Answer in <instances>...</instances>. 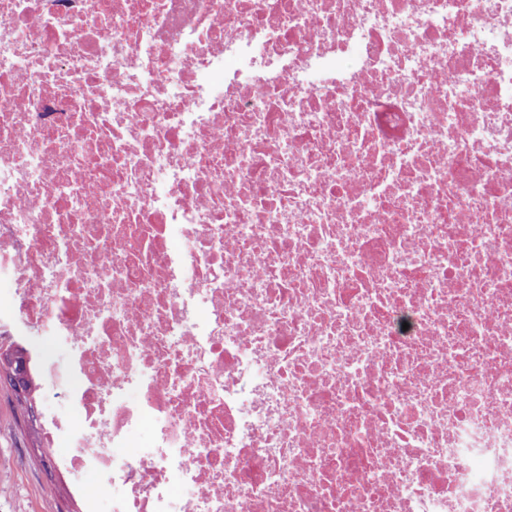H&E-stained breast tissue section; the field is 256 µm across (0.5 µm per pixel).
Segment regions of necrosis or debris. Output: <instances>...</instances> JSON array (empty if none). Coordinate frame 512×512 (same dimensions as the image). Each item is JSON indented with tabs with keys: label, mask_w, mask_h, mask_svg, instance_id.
I'll return each instance as SVG.
<instances>
[{
	"label": "necrosis or debris",
	"mask_w": 512,
	"mask_h": 512,
	"mask_svg": "<svg viewBox=\"0 0 512 512\" xmlns=\"http://www.w3.org/2000/svg\"><path fill=\"white\" fill-rule=\"evenodd\" d=\"M0 280L108 512H512V0H0ZM66 386L62 383H55L47 393L36 397L35 407L37 413L42 415H57L65 417L69 423L70 429L74 434H80L83 431V421L81 415L70 406L64 397Z\"/></svg>",
	"instance_id": "4bbe7bcc"
}]
</instances>
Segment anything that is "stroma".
I'll return each mask as SVG.
<instances>
[{
  "label": "stroma",
  "instance_id": "35a3bbf8",
  "mask_svg": "<svg viewBox=\"0 0 512 512\" xmlns=\"http://www.w3.org/2000/svg\"><path fill=\"white\" fill-rule=\"evenodd\" d=\"M38 438L24 423L13 389L0 380V512H97L107 496L95 474L84 477L86 498L77 501L71 479L61 465L70 451V436L50 449L47 459L35 451Z\"/></svg>",
  "mask_w": 512,
  "mask_h": 512
}]
</instances>
